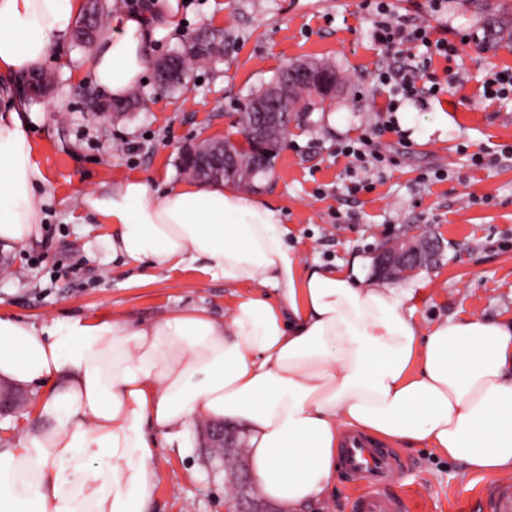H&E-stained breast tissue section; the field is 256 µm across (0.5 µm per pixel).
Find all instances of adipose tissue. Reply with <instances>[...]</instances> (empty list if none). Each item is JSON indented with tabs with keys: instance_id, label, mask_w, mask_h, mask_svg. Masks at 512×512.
<instances>
[{
	"instance_id": "1",
	"label": "adipose tissue",
	"mask_w": 512,
	"mask_h": 512,
	"mask_svg": "<svg viewBox=\"0 0 512 512\" xmlns=\"http://www.w3.org/2000/svg\"><path fill=\"white\" fill-rule=\"evenodd\" d=\"M83 0H0V79L44 67ZM149 15L113 13L91 58L109 98L149 67ZM0 118V244L39 238L23 101ZM28 119H21V112ZM82 212L112 227L106 261L191 269L237 293L148 325L121 318L41 326L0 314V379L39 392L37 428L0 448V512H149L159 441L197 420L242 427L249 468L282 512L334 488L338 450L359 433L431 448L471 474L512 472V322L447 317L420 327L411 294L370 279L372 261L303 266L259 195L180 182L156 195L132 177L89 190Z\"/></svg>"
}]
</instances>
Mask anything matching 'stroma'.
Instances as JSON below:
<instances>
[{
	"label": "stroma",
	"instance_id": "stroma-1",
	"mask_svg": "<svg viewBox=\"0 0 512 512\" xmlns=\"http://www.w3.org/2000/svg\"><path fill=\"white\" fill-rule=\"evenodd\" d=\"M389 3L394 17L429 21L458 55L449 63L435 59L440 91L404 103L400 133L374 139L385 161L358 170L371 189L356 194L336 149L383 122L391 89L376 75L405 61L374 42L364 0H184L179 28L152 39L151 57L177 51L191 34L220 29L224 60L193 65L181 93L159 92L151 80L140 84V105L125 118L87 111L86 96L96 90L91 50L70 43L52 51L46 69L57 83L35 101L41 119L29 131L48 177L47 190L37 194L44 230L26 247H0V313L38 324L112 315L149 323L191 306L223 314L233 293L223 281L88 255V244L112 228L74 223L78 197L141 174L155 176L156 192L165 193L184 179L182 146L234 133L252 92L287 62L318 58L335 66L340 89L291 126L258 190L278 207L289 245L305 264L332 266L357 254L376 256L400 236L428 235L441 244L436 262L399 283L413 294L417 322L453 315L512 320V156L498 154L512 146V96H482L489 71L512 69V51L481 44L491 17L512 19V0H447L437 14L428 0ZM479 152L497 159L472 165L470 154ZM189 443L184 453L159 450L151 512H227V485L205 463L197 429ZM390 451L401 471L383 490L401 500L403 512H490L476 496L457 502L455 492L491 483V476L467 474L427 448Z\"/></svg>",
	"mask_w": 512,
	"mask_h": 512
}]
</instances>
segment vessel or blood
I'll list each match as a JSON object with an SVG mask.
<instances>
[{
  "label": "vessel or blood",
  "instance_id": "b4317fda",
  "mask_svg": "<svg viewBox=\"0 0 512 512\" xmlns=\"http://www.w3.org/2000/svg\"><path fill=\"white\" fill-rule=\"evenodd\" d=\"M346 471L363 481L366 492L358 499L357 512H401L399 501L385 496L381 488L393 476L395 463L388 453L371 447L366 441L354 439L343 448ZM492 512H512V483L487 487Z\"/></svg>",
  "mask_w": 512,
  "mask_h": 512
}]
</instances>
